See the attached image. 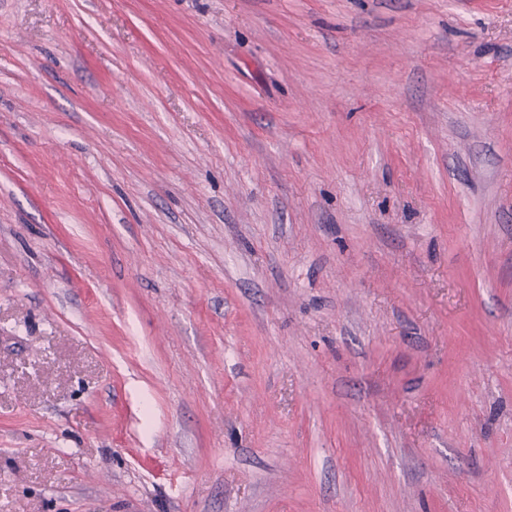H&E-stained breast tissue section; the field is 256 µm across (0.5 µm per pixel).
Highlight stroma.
<instances>
[{"label": "stroma", "mask_w": 512, "mask_h": 512, "mask_svg": "<svg viewBox=\"0 0 512 512\" xmlns=\"http://www.w3.org/2000/svg\"><path fill=\"white\" fill-rule=\"evenodd\" d=\"M0 512H512V0H0Z\"/></svg>", "instance_id": "1"}]
</instances>
